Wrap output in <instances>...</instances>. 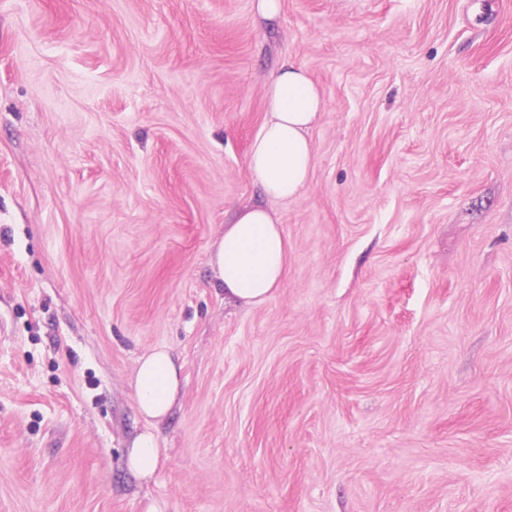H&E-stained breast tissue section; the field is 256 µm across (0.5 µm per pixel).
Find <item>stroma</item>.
<instances>
[{
    "label": "stroma",
    "mask_w": 512,
    "mask_h": 512,
    "mask_svg": "<svg viewBox=\"0 0 512 512\" xmlns=\"http://www.w3.org/2000/svg\"><path fill=\"white\" fill-rule=\"evenodd\" d=\"M281 3L0 0V512H512V0ZM289 63L325 110L270 202ZM244 204L288 238L258 307L211 265ZM264 99L267 116L251 143L248 164L265 197L293 200L313 168L309 132L324 111L323 93L302 67L288 64L270 75ZM180 386V366L170 350L156 347L138 359L134 387L139 411L147 426L132 441L127 452L129 469L142 479L153 476L157 470L161 448L152 431L153 421L168 414Z\"/></svg>",
    "instance_id": "obj_1"
}]
</instances>
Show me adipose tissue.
<instances>
[{"instance_id": "obj_1", "label": "adipose tissue", "mask_w": 512, "mask_h": 512, "mask_svg": "<svg viewBox=\"0 0 512 512\" xmlns=\"http://www.w3.org/2000/svg\"><path fill=\"white\" fill-rule=\"evenodd\" d=\"M264 99L267 116L251 143L248 164L265 197L293 200L313 168L309 132L325 108L323 93L302 67L291 64L270 75ZM212 262L226 299L259 306L284 283L288 239L271 210L245 206L216 242ZM179 386L180 367L169 349L156 347L140 356L134 387L147 427L127 452L128 467L140 478H151L159 466L161 450L151 425L168 414Z\"/></svg>"}]
</instances>
